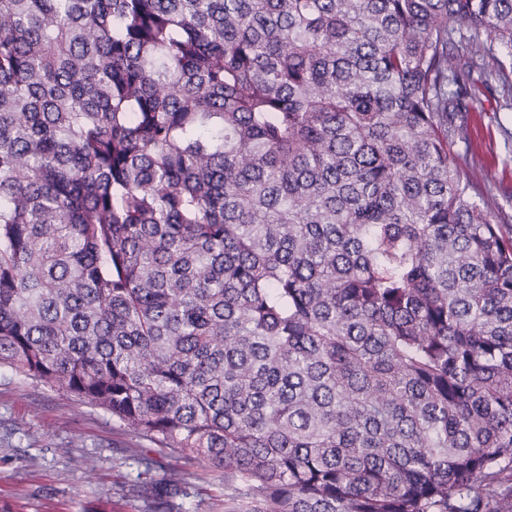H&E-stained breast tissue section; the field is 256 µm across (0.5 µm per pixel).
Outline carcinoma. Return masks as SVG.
Wrapping results in <instances>:
<instances>
[{"instance_id":"1","label":"carcinoma","mask_w":512,"mask_h":512,"mask_svg":"<svg viewBox=\"0 0 512 512\" xmlns=\"http://www.w3.org/2000/svg\"><path fill=\"white\" fill-rule=\"evenodd\" d=\"M474 81L512 98V0H0V369L224 512H512Z\"/></svg>"}]
</instances>
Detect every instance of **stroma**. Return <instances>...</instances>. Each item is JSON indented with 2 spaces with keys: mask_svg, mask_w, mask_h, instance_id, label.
<instances>
[{
  "mask_svg": "<svg viewBox=\"0 0 512 512\" xmlns=\"http://www.w3.org/2000/svg\"><path fill=\"white\" fill-rule=\"evenodd\" d=\"M473 93L471 143L455 150L475 186L512 215V110L482 86ZM150 447L102 408L0 372V512H147V487L171 468L184 479L167 512H214L222 472L163 455L146 465Z\"/></svg>",
  "mask_w": 512,
  "mask_h": 512,
  "instance_id": "obj_1",
  "label": "stroma"
}]
</instances>
